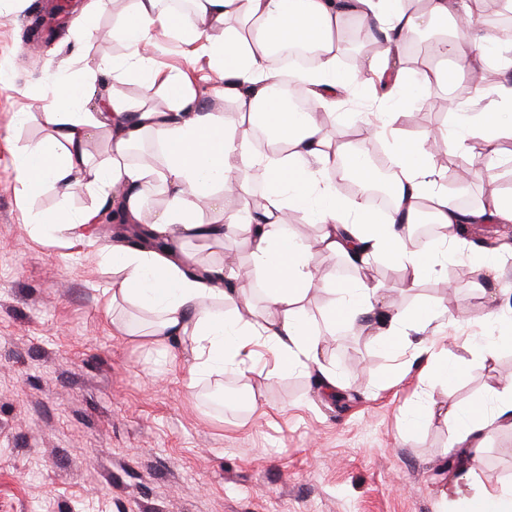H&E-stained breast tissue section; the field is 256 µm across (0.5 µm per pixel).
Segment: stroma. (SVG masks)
<instances>
[{"mask_svg": "<svg viewBox=\"0 0 512 512\" xmlns=\"http://www.w3.org/2000/svg\"><path fill=\"white\" fill-rule=\"evenodd\" d=\"M60 0H0V512H452L455 491L478 484L512 487V429L490 426L477 459L456 461L448 446L454 405H489L488 391L512 379V348L483 369L462 347L448 358L458 375L427 384L421 363L384 350L373 333L340 329L326 360L345 382L325 394L307 373L277 372L261 359L246 381L263 410L215 404L216 374L187 393L183 372L162 348L137 342L149 314L111 303L112 271L97 242L33 233L30 212L56 208L48 193L25 197L15 156L44 139L36 119L52 100L56 74H70L123 54L113 18L87 25L91 0L60 9ZM162 63L187 72L210 98L217 76L207 57L187 60L178 43L156 31ZM453 86L406 102L379 101L364 90L337 109L334 140L364 131V114L396 112L400 133L430 143L447 125ZM29 113L20 121V113ZM462 150L474 176L459 195L477 204L488 182L512 193V141L497 155ZM237 237L192 239L183 248L201 264L247 262ZM396 290L406 308H435L497 333L484 319L487 298L464 258L402 292V270L384 260L367 271ZM124 319L129 335L112 331ZM433 411L416 435L399 433L418 403Z\"/></svg>", "mask_w": 512, "mask_h": 512, "instance_id": "stroma-1", "label": "stroma"}]
</instances>
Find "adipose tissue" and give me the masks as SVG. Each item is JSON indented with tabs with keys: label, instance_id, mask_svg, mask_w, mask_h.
Returning <instances> with one entry per match:
<instances>
[{
	"label": "adipose tissue",
	"instance_id": "1",
	"mask_svg": "<svg viewBox=\"0 0 512 512\" xmlns=\"http://www.w3.org/2000/svg\"><path fill=\"white\" fill-rule=\"evenodd\" d=\"M478 2L410 0L401 6L394 0H191L189 14L179 17L166 10L163 0H130L112 29L125 52L100 62L96 71L116 80L137 77L139 100L116 93L90 110L84 85L61 81L51 104L39 114L51 135L17 153L18 178L29 196L50 191L66 200L80 190L112 196L125 223L148 225L170 243V251L163 254L151 249L112 251V301L150 314L144 336L150 344L163 348L173 341L187 343L192 355L186 367L188 389L216 370L245 373L263 351L273 356L278 370H315L328 388L341 387L342 379L322 361L323 338L312 331L304 314L305 301L321 289L340 294L338 305L322 312L328 327L375 320L381 346L421 360L429 354L435 332L430 310L390 309L377 288L362 278L336 285L318 255H338L357 268L374 260L392 262L405 273V292L432 271V255L467 256L490 283L500 272L495 255L470 253L460 233L468 224H511L512 194L494 189L478 204L461 207L437 187L436 169L422 149L379 117L367 126L389 145L399 170L391 206L379 213L359 200L342 199L334 181L325 176L337 160H346L347 175L364 182L376 181L377 174L368 162L355 158L351 146L332 140L326 120L354 90L353 81L338 74L347 48V18L365 21L380 35L384 46L372 56L369 70L395 96L448 81L447 69H427L402 56L400 41L408 35L436 33L433 56L452 60L471 74L492 61L512 58L511 38L491 36L478 25ZM157 26L208 55L220 78L213 95L236 102L235 122L203 105L182 73L157 67L158 46L151 37ZM292 40L313 47L317 57L313 69L296 74L310 99L302 117L270 93L278 78L271 65L273 51ZM161 89L166 104L159 108L154 99ZM484 96L490 101L485 111L472 112L464 104L449 107L448 128L442 134L446 150L463 147L471 135L481 136L492 148L512 141V81L501 82ZM258 123L270 131L273 152L255 146L251 131ZM101 131L108 135V150L90 158L84 145ZM144 139L161 148L160 160H131L133 144ZM257 168L266 174V194L261 211L254 213L244 201ZM153 191L165 201L150 212L146 200ZM295 210L309 213L319 224L314 242L303 243L284 231L286 216ZM418 223L443 228L432 251L409 248V234ZM239 224L251 229L243 242L247 267L203 266L189 273L194 259L184 251L185 241L221 239L226 227ZM259 283L264 286L260 307L252 300ZM485 318L500 323L497 335L448 339L449 344H463L475 366L512 347V319H506L504 307L489 306ZM493 395L489 416L478 406L448 408L446 415L455 424L451 448L480 453L491 422L512 427V381Z\"/></svg>",
	"mask_w": 512,
	"mask_h": 512
}]
</instances>
